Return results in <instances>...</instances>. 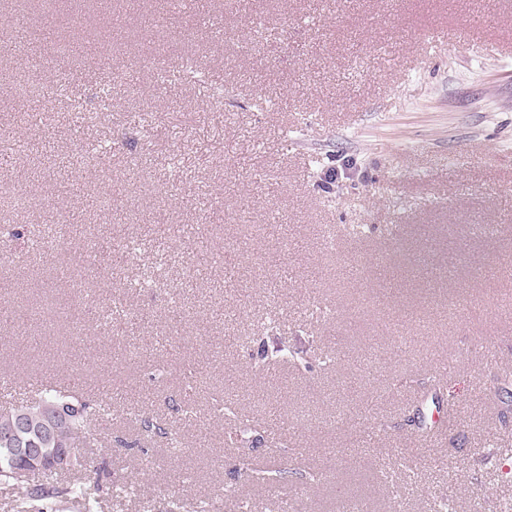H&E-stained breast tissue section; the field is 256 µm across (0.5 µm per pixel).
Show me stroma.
Returning a JSON list of instances; mask_svg holds the SVG:
<instances>
[{
  "instance_id": "stroma-1",
  "label": "stroma",
  "mask_w": 512,
  "mask_h": 512,
  "mask_svg": "<svg viewBox=\"0 0 512 512\" xmlns=\"http://www.w3.org/2000/svg\"><path fill=\"white\" fill-rule=\"evenodd\" d=\"M112 4L129 15L112 51L62 60L25 28L81 25L97 45L108 34L98 0L21 11L0 0L12 42L56 74L35 96L26 158L0 181V218L26 229L0 254V309L28 315L0 324V402L74 366L86 399L115 393L105 446L83 451L102 512L196 500L214 512H277L278 500L348 512L357 499L364 512H429L434 496L456 512H499L512 479L491 450L512 445V419L500 422L486 381L512 369V0ZM449 27L457 40L426 53V35ZM187 56L202 82L157 81L159 63ZM19 73L0 44V128L18 110ZM102 142L101 163L68 188ZM16 184L35 197L24 214L7 206ZM46 227L66 246L31 264ZM66 267L84 292L57 288ZM452 291L467 300L451 314ZM88 301L111 310L112 327L85 313ZM268 317L332 363L255 374ZM394 328L411 352L364 364L371 337ZM33 332L42 346L29 345ZM446 363L439 396L457 416L429 444L409 410ZM348 381V403L302 411L303 395ZM229 392L256 440L242 462L209 411ZM133 407L165 435L140 440ZM460 438L465 450L452 452ZM244 462L302 478L251 483Z\"/></svg>"
}]
</instances>
